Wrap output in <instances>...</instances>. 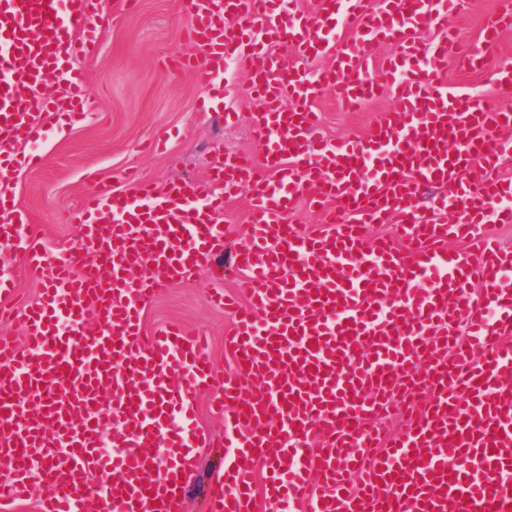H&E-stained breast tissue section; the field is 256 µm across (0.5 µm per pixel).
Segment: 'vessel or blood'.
Wrapping results in <instances>:
<instances>
[{
	"label": "vessel or blood",
	"mask_w": 512,
	"mask_h": 512,
	"mask_svg": "<svg viewBox=\"0 0 512 512\" xmlns=\"http://www.w3.org/2000/svg\"><path fill=\"white\" fill-rule=\"evenodd\" d=\"M454 9L186 0L190 50L169 62L204 87L229 62L251 76L262 161L220 154L203 182L101 185L69 215L80 247L50 248L13 176L41 163L26 146L44 113L80 121L89 87L73 62L96 52L101 17L96 0H0V253L42 283L18 308L0 272V312L22 326L21 341L0 336L1 502L28 494L39 460L51 490L40 512H181V476L204 444L193 403L210 391L232 476L211 484L208 512H512V251L485 232L512 223V180L497 174L512 112L449 88V68L484 67L457 49ZM511 27L506 2L481 37ZM280 39L325 60L318 76L286 63ZM385 40L397 54L370 65ZM49 79L65 96L45 97ZM326 88L349 108L388 91L394 107L366 137L328 142L314 109ZM424 186L440 190L426 210ZM241 192L249 231L233 266L247 301L212 296L236 315L220 379L202 337L176 325L146 335L143 313L223 252L224 201ZM302 199L319 226L287 222ZM368 224L397 225L400 238L365 244ZM397 403L404 432H379Z\"/></svg>",
	"instance_id": "1"
}]
</instances>
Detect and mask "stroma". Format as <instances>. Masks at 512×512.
<instances>
[{
  "label": "stroma",
  "mask_w": 512,
  "mask_h": 512,
  "mask_svg": "<svg viewBox=\"0 0 512 512\" xmlns=\"http://www.w3.org/2000/svg\"><path fill=\"white\" fill-rule=\"evenodd\" d=\"M499 7V0H459L453 20L460 49L481 53L487 66L479 72L451 70L450 85L480 98L494 95L512 108V89L499 87L497 73L512 67V29L498 42L485 43L482 25ZM101 16L112 24L101 30L96 57L83 60L91 90L82 121L57 130L47 119V135L38 146L43 163L15 178L19 204L41 228L48 247L77 246L80 231L67 223V211L77 207L95 183L130 189V176L154 181L163 188L185 180H204L216 153H259L250 114L258 108L249 76L228 72L211 89L198 87L191 76L167 66L169 56L184 50V0H140L135 12L122 11L121 0H101ZM391 106L382 97L360 110H345L330 91H322L316 108L322 123L316 134L328 140L366 136L381 113ZM238 113L228 124L224 115ZM237 277L210 265L189 282L166 289L144 311L146 332L172 322L211 339L210 354L218 371L232 367L224 350V331L232 319L213 306L210 289L233 291ZM220 448L197 451L196 466L187 476L182 512H203L204 488L218 469Z\"/></svg>",
  "instance_id": "1"
}]
</instances>
